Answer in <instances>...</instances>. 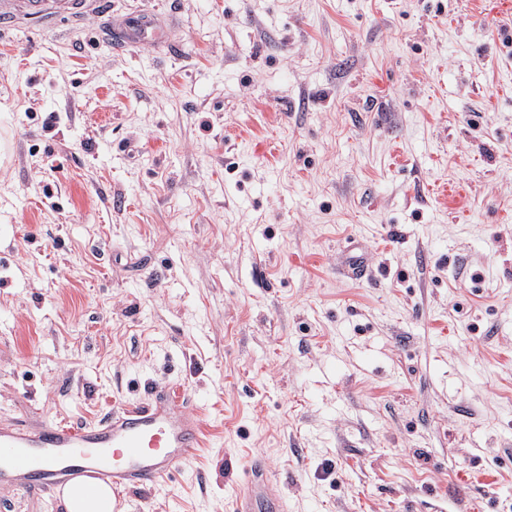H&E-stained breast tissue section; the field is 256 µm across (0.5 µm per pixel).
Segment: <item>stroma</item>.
<instances>
[{"instance_id":"35a3bbf8","label":"stroma","mask_w":512,"mask_h":512,"mask_svg":"<svg viewBox=\"0 0 512 512\" xmlns=\"http://www.w3.org/2000/svg\"><path fill=\"white\" fill-rule=\"evenodd\" d=\"M0 141V424L202 422L119 512L256 461L287 512H512V0H81L0 31ZM112 19V39L118 51H134L163 42L167 37L156 13L131 12Z\"/></svg>"}]
</instances>
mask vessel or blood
Returning <instances> with one entry per match:
<instances>
[{"label": "vessel or blood", "instance_id": "vessel-or-blood-1", "mask_svg": "<svg viewBox=\"0 0 512 512\" xmlns=\"http://www.w3.org/2000/svg\"><path fill=\"white\" fill-rule=\"evenodd\" d=\"M75 6V0H0V24L10 25L20 12L40 18ZM112 34L121 51L167 37L158 15L145 12L114 17ZM200 446L199 419L170 395L90 427L0 425V487L54 490L84 480L93 488L109 484L149 493L184 469ZM247 486V494L235 496L233 512H284L281 494L260 465L251 466Z\"/></svg>", "mask_w": 512, "mask_h": 512}]
</instances>
